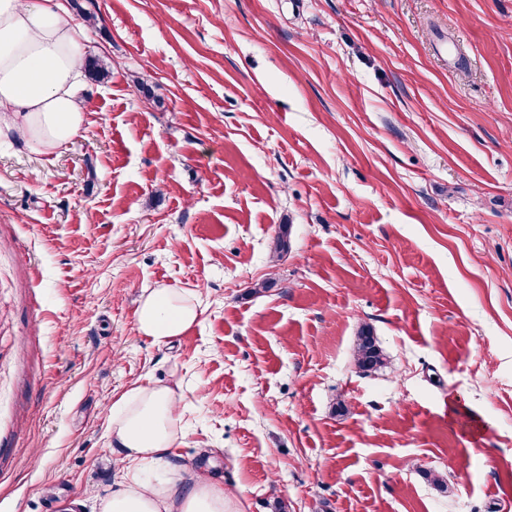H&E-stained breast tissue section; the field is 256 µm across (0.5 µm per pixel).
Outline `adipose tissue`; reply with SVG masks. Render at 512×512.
<instances>
[{
    "label": "adipose tissue",
    "instance_id": "1",
    "mask_svg": "<svg viewBox=\"0 0 512 512\" xmlns=\"http://www.w3.org/2000/svg\"><path fill=\"white\" fill-rule=\"evenodd\" d=\"M83 31L58 0H0V138L51 157L82 131ZM196 303L172 288L147 291L137 330L153 342L181 337L198 320ZM176 388L135 385L112 404L111 434L125 473L101 512H229L228 495L210 473L171 466L179 434Z\"/></svg>",
    "mask_w": 512,
    "mask_h": 512
}]
</instances>
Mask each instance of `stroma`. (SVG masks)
Returning a JSON list of instances; mask_svg holds the SVG:
<instances>
[{
	"label": "stroma",
	"instance_id": "obj_1",
	"mask_svg": "<svg viewBox=\"0 0 512 512\" xmlns=\"http://www.w3.org/2000/svg\"><path fill=\"white\" fill-rule=\"evenodd\" d=\"M62 3L109 73L52 158L0 140V512H100L157 381L236 512H504L512 0ZM163 287L200 315L158 345ZM196 303L173 288H152L136 314L137 330L153 342L166 344L181 337L198 320ZM355 364L363 372L377 370L384 365L381 350L370 329L363 328L358 336L354 354Z\"/></svg>",
	"mask_w": 512,
	"mask_h": 512
}]
</instances>
